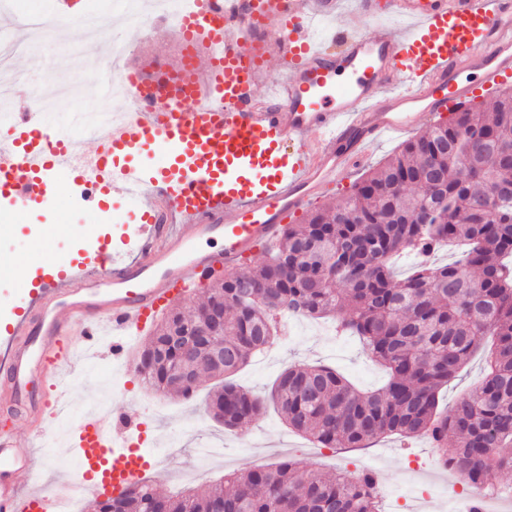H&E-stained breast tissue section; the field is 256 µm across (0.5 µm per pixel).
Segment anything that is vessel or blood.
<instances>
[{
	"label": "vessel or blood",
	"mask_w": 512,
	"mask_h": 512,
	"mask_svg": "<svg viewBox=\"0 0 512 512\" xmlns=\"http://www.w3.org/2000/svg\"><path fill=\"white\" fill-rule=\"evenodd\" d=\"M174 25L191 52L149 76L127 71L134 106L94 137L92 160L38 113L0 128L1 202L50 218L64 176L91 207L99 189L118 191L141 221L130 257L106 241L90 271L47 252L38 272L18 273L19 302L0 320V419L26 409L33 421L24 435L0 431V512L60 510L62 494L39 486L28 459L70 396L77 348L110 333L112 363L126 365L133 337L274 242L354 158L512 79V0H197ZM146 150L156 163L140 161ZM142 433L83 416L67 486L99 499L144 479Z\"/></svg>",
	"instance_id": "b4317fda"
}]
</instances>
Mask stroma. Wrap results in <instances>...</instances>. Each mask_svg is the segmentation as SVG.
<instances>
[{"label":"stroma","mask_w":512,"mask_h":512,"mask_svg":"<svg viewBox=\"0 0 512 512\" xmlns=\"http://www.w3.org/2000/svg\"><path fill=\"white\" fill-rule=\"evenodd\" d=\"M117 42L126 46L122 66L141 69L160 62L177 64L183 50L176 29L168 23L163 25L159 37L144 40L130 37L125 27L116 25L100 29L96 41L92 42L83 30L74 27L68 34L58 35L52 44L32 52L17 53L11 61V69L30 75L34 85L43 91L49 90L60 78L71 79L80 87L78 98L86 111L121 112L126 107L125 98H99L93 85L94 77L105 74L108 69L107 61L98 56V44L110 46ZM409 135L383 139L366 159L329 187L322 197L323 202L350 193L356 181L408 141ZM81 191V186L69 179L57 182V208L52 222L60 231L51 235L49 241L58 263L86 268L93 257L96 238L132 240L140 217L131 213L117 195L102 202L100 210H87L78 203ZM33 221V216L27 212L0 211V225L9 224L14 228L10 235L0 237V308L13 306L19 298L18 271L36 267L40 261L35 239L28 229ZM321 327V322L311 319L288 322L285 336L239 372L236 382L264 395L289 365L321 363L333 367L362 388H378L385 383V369L371 359L357 337L325 336ZM109 362V357L103 353L83 361L81 385L73 394V409L52 420L49 431L72 433L87 398L111 392L113 413L147 423L150 434L160 438L165 447L167 471L158 486L163 494L182 493L212 484L236 470L287 459L329 473L383 468L387 490L395 492L401 504L407 506L423 494L431 495L435 503H442L448 492L452 476L439 465L428 439L417 438L404 443L388 437L365 448H322L293 433L271 408L254 422L227 429L212 418L206 406L212 380L203 379L195 393L184 399L155 392L134 372L114 377ZM217 442L224 446L223 459L202 464L199 449ZM414 458L427 473L425 485L414 487L403 479L409 460Z\"/></svg>","instance_id":"35a3bbf8"}]
</instances>
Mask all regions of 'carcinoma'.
<instances>
[{
  "label": "carcinoma",
  "instance_id": "obj_1",
  "mask_svg": "<svg viewBox=\"0 0 512 512\" xmlns=\"http://www.w3.org/2000/svg\"><path fill=\"white\" fill-rule=\"evenodd\" d=\"M512 93L487 113L454 112L406 142L349 194L284 225L276 251L251 273L224 272L193 312L172 309L148 337L137 372L150 386L189 398L181 370L221 383L209 407L227 428L251 422L271 402L288 427L324 448H364L387 435L424 436L443 469L483 489L489 472L512 487ZM466 246L453 264L415 265L401 256ZM224 307V355L202 339ZM336 321L388 373L361 391L325 365H290L269 396L231 377L271 346L288 313ZM485 336L481 384L447 414L440 389ZM194 340L193 360L182 342ZM369 472L328 475L292 460L224 476L173 498L146 480L96 503L97 512H380Z\"/></svg>",
  "mask_w": 512,
  "mask_h": 512
}]
</instances>
